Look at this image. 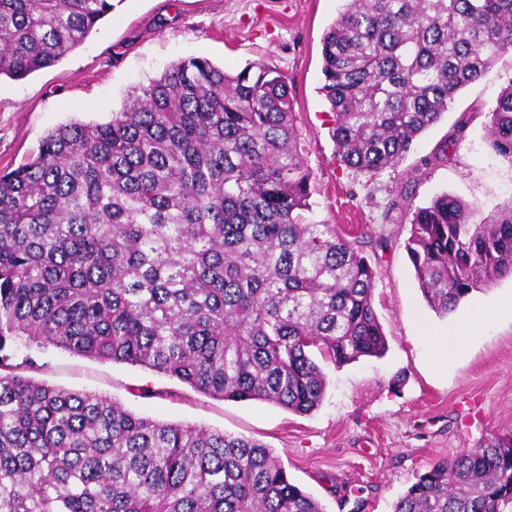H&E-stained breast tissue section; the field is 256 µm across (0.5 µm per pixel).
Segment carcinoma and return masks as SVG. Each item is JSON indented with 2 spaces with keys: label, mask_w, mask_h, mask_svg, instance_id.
<instances>
[{
  "label": "carcinoma",
  "mask_w": 512,
  "mask_h": 512,
  "mask_svg": "<svg viewBox=\"0 0 512 512\" xmlns=\"http://www.w3.org/2000/svg\"><path fill=\"white\" fill-rule=\"evenodd\" d=\"M113 0H0V77L56 65ZM512 53V0H348L322 38L339 161L400 164L459 90ZM512 164V80L486 113ZM312 170L287 77L203 57L134 88L104 123L50 131L0 174V512H323L267 445L138 415L28 375L23 346L139 365L221 400L306 414L340 367L380 357L376 272L305 220ZM404 243L440 316L512 277V200L480 221L442 194ZM394 512H512V434L420 474Z\"/></svg>",
  "instance_id": "obj_1"
}]
</instances>
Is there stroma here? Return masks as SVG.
Returning <instances> with one entry per match:
<instances>
[{"instance_id":"stroma-1","label":"stroma","mask_w":512,"mask_h":512,"mask_svg":"<svg viewBox=\"0 0 512 512\" xmlns=\"http://www.w3.org/2000/svg\"><path fill=\"white\" fill-rule=\"evenodd\" d=\"M347 0H120L97 30L55 66L0 78V170L37 154L42 139L73 119L107 121L128 93L173 62L204 57L225 72L263 61L288 78L295 125L312 169L308 220L357 237L376 269L373 305L384 329V357L337 367L323 363L321 405L297 414L261 402L201 394L149 369L101 363L49 347L33 351L35 378L71 391L107 394L160 421L202 425L257 439L279 457L290 481L324 512H394L398 499L438 459L493 434H512V278L466 297L455 313L425 302L404 250L410 224L397 202L421 206L447 193L480 215L512 200V164L488 147L486 114L512 80L504 55L460 91L442 120L403 162L375 175L339 165L333 115L321 87V41ZM469 116L458 146L447 135ZM487 317L462 353L437 364L430 344L457 319Z\"/></svg>"}]
</instances>
